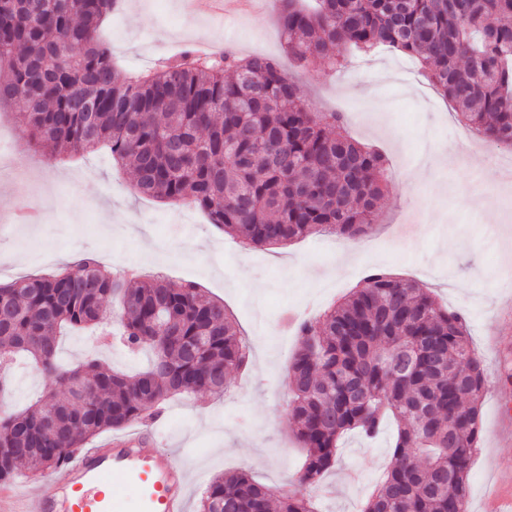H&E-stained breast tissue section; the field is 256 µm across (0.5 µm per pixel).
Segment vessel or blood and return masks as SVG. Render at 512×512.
<instances>
[{"mask_svg":"<svg viewBox=\"0 0 512 512\" xmlns=\"http://www.w3.org/2000/svg\"><path fill=\"white\" fill-rule=\"evenodd\" d=\"M50 481L45 496L1 484L0 512H185L188 473L144 430L83 451Z\"/></svg>","mask_w":512,"mask_h":512,"instance_id":"obj_1","label":"vessel or blood"}]
</instances>
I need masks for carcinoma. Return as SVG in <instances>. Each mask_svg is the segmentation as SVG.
Segmentation results:
<instances>
[{
    "instance_id": "carcinoma-1",
    "label": "carcinoma",
    "mask_w": 512,
    "mask_h": 512,
    "mask_svg": "<svg viewBox=\"0 0 512 512\" xmlns=\"http://www.w3.org/2000/svg\"><path fill=\"white\" fill-rule=\"evenodd\" d=\"M115 0H0V104L27 137L69 154L105 148L138 192L190 204L250 246L331 231L361 239L386 187L385 156L351 139L338 112L312 110L271 58L225 53L146 74L122 73L99 37ZM288 55L302 64L351 48L417 61L465 126L512 143V0H275ZM119 297L114 310L109 299ZM119 323L151 365L129 375L91 358L58 359L67 330ZM289 415L305 451L297 483L317 487L342 439L397 422L390 466L361 512H468V477L487 391L465 318L418 283L374 268L341 302L296 326ZM26 356L67 387L0 414V481L58 468L99 435L157 416L183 393L224 395L248 362L224 303L193 284L116 277L81 257L49 276L0 285L2 374ZM315 512L297 490L245 472L214 478L199 512Z\"/></svg>"
}]
</instances>
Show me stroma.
Returning a JSON list of instances; mask_svg holds the SVG:
<instances>
[{"label": "stroma", "mask_w": 512, "mask_h": 512, "mask_svg": "<svg viewBox=\"0 0 512 512\" xmlns=\"http://www.w3.org/2000/svg\"><path fill=\"white\" fill-rule=\"evenodd\" d=\"M104 22L101 36L126 71L158 70L181 52L229 45L242 57L273 58L301 86L315 111L341 112L349 133L389 161L384 198L373 230L357 241L320 233L285 247L243 250L199 209L141 196L130 169L104 151L69 159L22 134L11 110L0 109V136L13 140L9 175L0 177V281L51 274L80 252H95L111 271L162 277L172 287L196 284L222 300L235 325L253 338L247 367L228 378L230 398L210 394L167 401L149 429L182 455L190 475L187 512L202 489L226 472H246L272 488L294 485L301 451L288 414L287 369L298 348L288 313L318 316L360 284L370 268L428 288L467 321L483 358L489 390L482 438L470 472L469 512H485L489 483L512 489V261L502 258L512 236V183L495 181L500 167L472 149L474 135L453 104L415 74L398 69L400 55L379 50L336 68L315 59L297 67L285 48L274 9L233 19L185 10L182 0H133ZM356 259L339 264L347 249ZM63 361L95 356L135 371L148 362L101 337H64ZM8 395L17 411L64 387L34 363L16 366ZM395 425L376 439L352 433L323 485L311 489L318 512H360L390 461Z\"/></svg>", "instance_id": "1"}]
</instances>
